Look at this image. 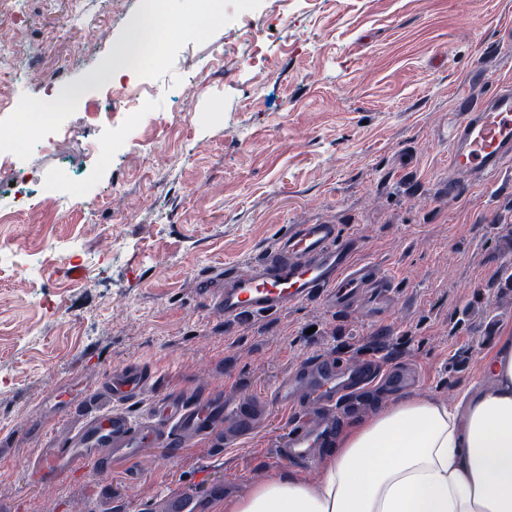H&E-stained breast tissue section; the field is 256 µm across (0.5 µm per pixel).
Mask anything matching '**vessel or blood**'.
Returning a JSON list of instances; mask_svg holds the SVG:
<instances>
[{
  "label": "vessel or blood",
  "mask_w": 512,
  "mask_h": 512,
  "mask_svg": "<svg viewBox=\"0 0 512 512\" xmlns=\"http://www.w3.org/2000/svg\"><path fill=\"white\" fill-rule=\"evenodd\" d=\"M512 160V83H499L484 103L465 113L450 132L448 163L459 182L497 175ZM356 236L340 235L333 224H295L274 251L246 272L224 280L212 301L225 317L253 316L322 295L331 305L352 303L373 288L388 287L379 267L356 263ZM151 370L126 366L102 379L84 402L78 424L50 433L39 457L27 467L41 485L60 482L73 471L93 467L105 474L113 460H138L152 445L179 447L188 438L224 437L234 443L257 428L265 408L255 402L224 401L211 389L194 402L159 397L149 414L134 420L124 402L140 398L152 385ZM376 365L319 357L298 364L275 386L279 407L296 419L282 446L289 460L307 463L336 435L340 414L351 398L382 380ZM224 498V486L210 483L203 498L168 491L156 501L158 512H211Z\"/></svg>",
  "instance_id": "obj_1"
}]
</instances>
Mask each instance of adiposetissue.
Instances as JSON below:
<instances>
[{
  "label": "adipose tissue",
  "instance_id": "obj_1",
  "mask_svg": "<svg viewBox=\"0 0 512 512\" xmlns=\"http://www.w3.org/2000/svg\"><path fill=\"white\" fill-rule=\"evenodd\" d=\"M485 387L455 408L404 397L350 424L319 485L286 474L224 500V512H512V332Z\"/></svg>",
  "mask_w": 512,
  "mask_h": 512
}]
</instances>
